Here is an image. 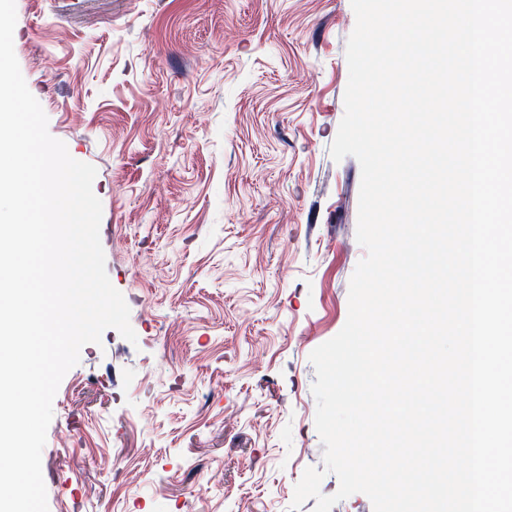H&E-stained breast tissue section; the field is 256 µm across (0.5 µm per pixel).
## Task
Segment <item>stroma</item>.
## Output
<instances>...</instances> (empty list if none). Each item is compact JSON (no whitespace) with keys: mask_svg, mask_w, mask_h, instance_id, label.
Returning <instances> with one entry per match:
<instances>
[{"mask_svg":"<svg viewBox=\"0 0 512 512\" xmlns=\"http://www.w3.org/2000/svg\"><path fill=\"white\" fill-rule=\"evenodd\" d=\"M48 131L94 165L137 340L63 378L49 512H290L322 467L311 352L348 317L361 169L334 160L351 0H16Z\"/></svg>","mask_w":512,"mask_h":512,"instance_id":"35a3bbf8","label":"stroma"}]
</instances>
